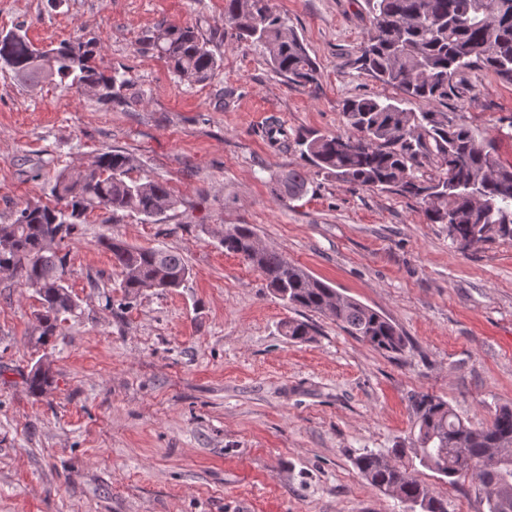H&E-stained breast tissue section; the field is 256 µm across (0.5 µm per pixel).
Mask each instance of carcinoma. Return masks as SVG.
<instances>
[{
  "instance_id": "obj_1",
  "label": "carcinoma",
  "mask_w": 512,
  "mask_h": 512,
  "mask_svg": "<svg viewBox=\"0 0 512 512\" xmlns=\"http://www.w3.org/2000/svg\"><path fill=\"white\" fill-rule=\"evenodd\" d=\"M370 29L352 60L356 69L399 92L397 97L355 96L342 104L346 133L299 135L301 157L317 171L357 189L380 188L423 204L429 224H443L453 244L512 240V162L492 142L478 139L470 125L446 112L415 111L419 101L440 103L463 90L461 77L481 67L512 83V0H363ZM224 17L239 42L262 48L268 65L288 83L318 84L319 70L288 18L271 0H224ZM146 42L182 82L200 84L221 60L209 40L192 27L160 26ZM95 42H63L40 51L26 35L0 39V57L17 80L32 88L55 79L71 85L109 110L124 102L127 78L92 64ZM133 158L103 151L88 163L59 173L55 205L27 203L0 224V273L21 279L39 296L41 309L31 344L39 348L62 335L65 315L78 308L66 282L62 246L86 211L148 220L176 209L166 183L130 177ZM308 178L292 168L273 179V194L288 200L307 191ZM219 243L257 271L266 287L293 309L323 314L374 349L400 354L408 339L390 320L358 300L339 294L303 266L267 247L251 224H226ZM102 248L120 270L119 288L130 303L146 291L185 287L192 270L179 252L138 247L103 236ZM285 335L306 342L304 321L284 323ZM23 380L34 396L56 382L49 356H41ZM417 436L385 452L367 451L355 460L365 480L380 492L410 503L411 510L448 512V501L431 494L415 476L416 466L456 485L463 472L478 482L487 512H512V405L496 407L483 426L467 425L443 398L418 393L409 399Z\"/></svg>"
}]
</instances>
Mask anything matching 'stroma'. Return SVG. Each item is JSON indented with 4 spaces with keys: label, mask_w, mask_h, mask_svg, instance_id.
I'll list each match as a JSON object with an SVG mask.
<instances>
[{
    "label": "stroma",
    "mask_w": 512,
    "mask_h": 512,
    "mask_svg": "<svg viewBox=\"0 0 512 512\" xmlns=\"http://www.w3.org/2000/svg\"><path fill=\"white\" fill-rule=\"evenodd\" d=\"M272 4L316 61L318 85L289 84L236 42L224 0H0V32L23 27L40 48L95 41L97 64L129 80L126 104L107 111L69 83L33 90L0 65V222L25 202L53 204L56 175L107 150L179 199L152 223L86 214L64 246L80 308L45 350L29 341L33 290L0 276V512H402L355 460L411 437V394L438 395L475 426L512 404V242L460 251L416 200L313 170L303 197L273 194V178L304 161L297 146L270 144V120L292 139L342 133L345 99L389 89L350 64L370 28L363 0ZM159 25L209 39L223 60L211 79L179 82L144 43ZM464 82L473 97L439 111L512 161V84L483 68ZM227 224L253 225L388 318L406 351L378 352L322 314L285 307L220 246ZM104 235L180 252L188 287L123 304ZM289 319L313 326L308 342L283 336ZM43 355L57 382L36 397L20 373ZM416 476L448 512H486L474 478Z\"/></svg>",
    "instance_id": "stroma-1"
}]
</instances>
